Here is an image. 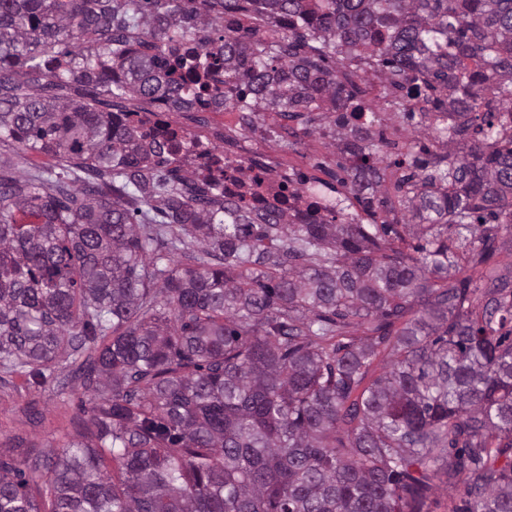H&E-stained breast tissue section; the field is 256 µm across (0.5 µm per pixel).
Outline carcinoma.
I'll return each mask as SVG.
<instances>
[{"mask_svg":"<svg viewBox=\"0 0 512 512\" xmlns=\"http://www.w3.org/2000/svg\"><path fill=\"white\" fill-rule=\"evenodd\" d=\"M353 58L465 142L401 153L411 254L371 210L390 143L358 137ZM131 101L340 113L370 223L182 175L197 138L139 133ZM0 140L52 161L0 153V368L36 387L65 353L93 399L83 441L0 457V512H430L437 476L452 512H512V267L486 227L512 228V0H0ZM434 490L430 498L431 512H450L456 505H460L465 498L464 486L459 483L448 485L444 478L434 479Z\"/></svg>","mask_w":512,"mask_h":512,"instance_id":"cac0c4a2","label":"carcinoma"}]
</instances>
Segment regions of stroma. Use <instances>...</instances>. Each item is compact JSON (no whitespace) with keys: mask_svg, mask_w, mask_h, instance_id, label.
I'll use <instances>...</instances> for the list:
<instances>
[{"mask_svg":"<svg viewBox=\"0 0 512 512\" xmlns=\"http://www.w3.org/2000/svg\"><path fill=\"white\" fill-rule=\"evenodd\" d=\"M369 106L375 120L363 132L368 140L411 142L420 146L431 141L430 130L421 124L406 125L388 110L382 99L370 101ZM239 138L250 145V158L271 161L299 154L304 156L311 178L322 179L327 172H335L341 180L336 196L347 199L346 181L352 176V162L328 120L308 123L300 119L286 123L274 113L264 112L254 128L240 132ZM407 173V168L394 165L383 169L373 208L379 220L400 225L402 235L409 239L414 232L408 224L411 214L403 193L397 189L398 181ZM347 201L349 213H361L362 207L356 200ZM85 397L80 381L61 365L48 370L44 383L37 388L28 386L24 377L5 376L0 381V455H13L18 447L26 452L49 453L77 440L74 422L84 415L81 402Z\"/></svg>","mask_w":512,"mask_h":512,"instance_id":"obj_1","label":"stroma"}]
</instances>
